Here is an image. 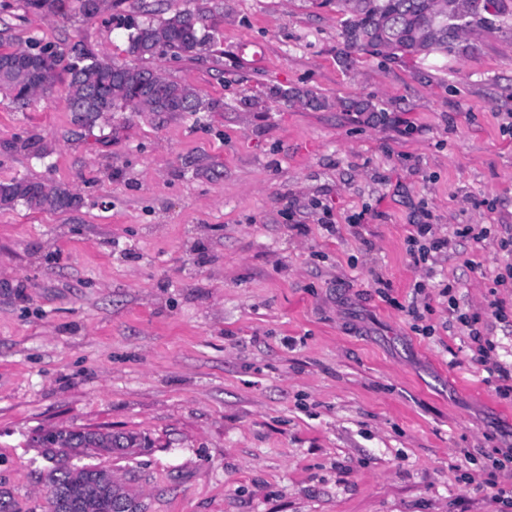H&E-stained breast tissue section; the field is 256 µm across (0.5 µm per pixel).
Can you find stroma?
<instances>
[{
    "mask_svg": "<svg viewBox=\"0 0 512 512\" xmlns=\"http://www.w3.org/2000/svg\"><path fill=\"white\" fill-rule=\"evenodd\" d=\"M184 10L205 14L210 52L149 66L198 88L201 112L83 125L63 87L24 107L0 93V182L81 198L0 209V489L44 512L52 463L32 435L90 427L150 438L78 460L134 479L146 512H503L512 467L488 457L512 445V288L495 284L512 266V36L444 68L348 69L317 0H108L91 19L15 8L0 46L124 62L118 17ZM421 221L451 241L428 261L429 336L407 312ZM447 283L501 373L474 363ZM269 94L289 102L299 101L304 106L314 109H321L327 105L325 99L311 90L302 91L294 88H284L280 85H273L269 88Z\"/></svg>",
    "mask_w": 512,
    "mask_h": 512,
    "instance_id": "1",
    "label": "stroma"
}]
</instances>
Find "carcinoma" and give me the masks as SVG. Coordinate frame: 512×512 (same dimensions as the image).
Wrapping results in <instances>:
<instances>
[{
    "label": "carcinoma",
    "instance_id": "cac0c4a2",
    "mask_svg": "<svg viewBox=\"0 0 512 512\" xmlns=\"http://www.w3.org/2000/svg\"><path fill=\"white\" fill-rule=\"evenodd\" d=\"M27 12L65 15L69 0H21ZM336 8L344 49L342 59L350 61L351 51L383 56L403 62L413 59H458L471 55L487 34L502 30L512 19V0H325ZM210 34L203 17L180 11L157 21L132 22L128 28L126 53L138 63L119 64L85 52L72 60L65 51L17 48L0 52V90L20 105L40 101L57 85L65 86L69 110L82 112L88 122L109 112H187L206 108L201 91L168 79L142 65L145 60L171 55L176 59H198L208 50ZM269 94L289 102L299 101L314 109L326 101L311 90L274 85ZM346 109L377 121L381 114L369 101H351ZM18 204L29 209L70 210L80 198L62 187H50L26 178L0 182V208ZM125 448H143L146 438L122 433L115 440H100ZM51 483L83 490L88 512H120L117 503L130 496V489L115 480L103 467H84L76 472L63 466L48 474Z\"/></svg>",
    "mask_w": 512,
    "mask_h": 512
}]
</instances>
